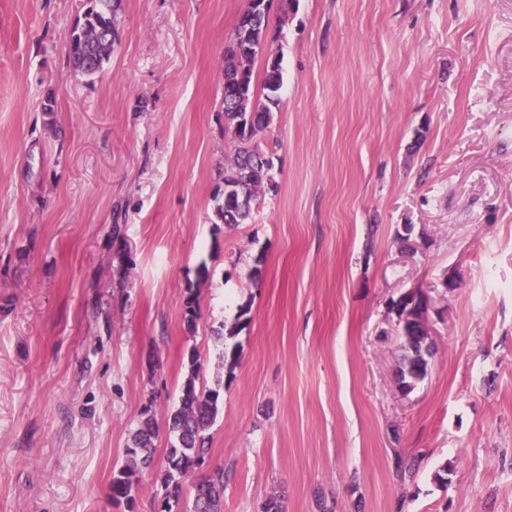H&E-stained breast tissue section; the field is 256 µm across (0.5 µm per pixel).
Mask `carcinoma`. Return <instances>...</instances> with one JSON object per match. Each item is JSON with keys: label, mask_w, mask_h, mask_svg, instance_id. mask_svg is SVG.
Listing matches in <instances>:
<instances>
[{"label": "carcinoma", "mask_w": 512, "mask_h": 512, "mask_svg": "<svg viewBox=\"0 0 512 512\" xmlns=\"http://www.w3.org/2000/svg\"><path fill=\"white\" fill-rule=\"evenodd\" d=\"M122 0H86L83 22L77 25L68 40V60L76 72L99 73L112 54ZM243 43L261 45L264 50L244 54ZM265 58L262 83L254 80L253 67ZM224 85V130L234 144L233 157L224 163L223 196H214L216 223L225 226L246 224L252 217L253 204L260 192L276 186L273 161L260 147L258 136L272 120L273 109L279 106L278 93L283 84L279 58L268 44V15L254 18L250 7L240 14L235 35L224 53L222 67ZM196 296L186 289L185 321L188 329L197 326ZM424 336L415 326L407 328L406 342L410 354L398 370V382L408 387L421 380L428 361L423 353ZM199 359L195 351L188 354V374L181 388L179 407L168 418L173 434L167 453V465L160 476L156 497L159 512H173L182 498L186 476L201 468L210 458L209 430L219 413L220 391L203 390L197 386ZM157 424L146 413L132 433L126 448V463L112 478V500L131 505L138 474L149 467L155 452ZM224 467L215 465L194 485L188 512H223Z\"/></svg>", "instance_id": "cac0c4a2"}]
</instances>
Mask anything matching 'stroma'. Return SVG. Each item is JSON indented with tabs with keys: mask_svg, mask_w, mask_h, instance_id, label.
I'll return each instance as SVG.
<instances>
[{
	"mask_svg": "<svg viewBox=\"0 0 512 512\" xmlns=\"http://www.w3.org/2000/svg\"><path fill=\"white\" fill-rule=\"evenodd\" d=\"M85 2L0 0V512H156L193 349L224 512H512V0H271L277 188L231 229L246 0H122L91 78ZM410 290L431 356L405 394ZM146 413L129 510L110 485ZM121 0H87L83 22L68 40V60L76 72L99 73L112 54Z\"/></svg>",
	"mask_w": 512,
	"mask_h": 512,
	"instance_id": "obj_1",
	"label": "stroma"
}]
</instances>
